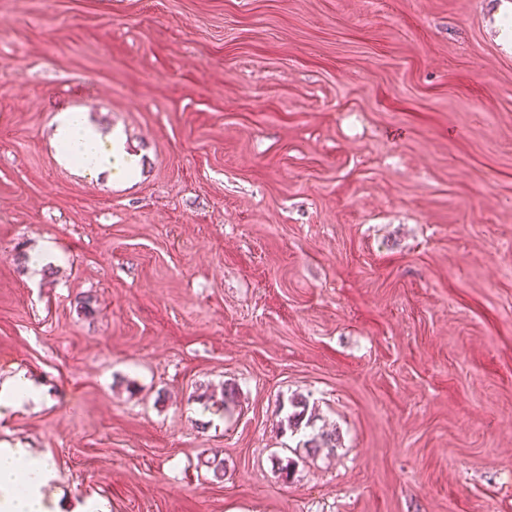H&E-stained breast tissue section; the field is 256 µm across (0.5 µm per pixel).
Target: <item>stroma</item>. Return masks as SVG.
<instances>
[{"mask_svg": "<svg viewBox=\"0 0 512 512\" xmlns=\"http://www.w3.org/2000/svg\"><path fill=\"white\" fill-rule=\"evenodd\" d=\"M510 11L0 0V445L110 512H512ZM66 107L140 174L61 163ZM39 391L27 379L18 376L0 387V405L16 406L29 400L36 401Z\"/></svg>", "mask_w": 512, "mask_h": 512, "instance_id": "1", "label": "stroma"}]
</instances>
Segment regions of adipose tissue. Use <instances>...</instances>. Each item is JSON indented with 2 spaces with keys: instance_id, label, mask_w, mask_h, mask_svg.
<instances>
[{
  "instance_id": "adipose-tissue-1",
  "label": "adipose tissue",
  "mask_w": 512,
  "mask_h": 512,
  "mask_svg": "<svg viewBox=\"0 0 512 512\" xmlns=\"http://www.w3.org/2000/svg\"><path fill=\"white\" fill-rule=\"evenodd\" d=\"M52 141L61 161L100 175L138 168L137 158L124 152L119 140L103 136L81 112L59 113ZM54 479L47 457L27 448H0V512H63Z\"/></svg>"
}]
</instances>
